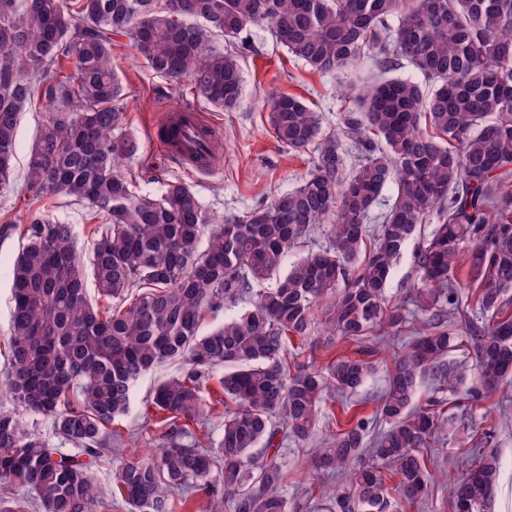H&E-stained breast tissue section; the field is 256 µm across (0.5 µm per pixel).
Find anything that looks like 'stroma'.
Wrapping results in <instances>:
<instances>
[{
  "label": "stroma",
  "instance_id": "obj_1",
  "mask_svg": "<svg viewBox=\"0 0 512 512\" xmlns=\"http://www.w3.org/2000/svg\"><path fill=\"white\" fill-rule=\"evenodd\" d=\"M246 37L252 48L240 58L242 98L239 107L230 112L206 105L200 108L201 115L219 130L224 145L222 162L205 172L184 169L154 143L153 131L158 117L171 110L174 102L159 98L164 79L153 75L137 61L129 46L115 47L112 66L131 90L128 122L142 142L140 156L130 165L139 189L157 190L158 180L175 176L190 185L207 208L227 216L269 201L274 195L299 184L308 169L309 159L291 154L274 138L266 108L268 95L279 91L302 96L313 109L322 113L325 130L333 132L356 112L353 95L345 91L347 84L364 85L375 72L374 67L368 66L336 76H321L288 55L268 28H250ZM43 120L42 111L37 109L25 113L20 121L16 137L15 187L13 192L0 197V214L24 202L28 158ZM45 205L55 217L71 224L79 254L88 256L94 238L82 207L52 195L46 198ZM20 245L19 236L0 237V340L8 333L12 308L11 271ZM357 350L355 342L343 339L327 345L324 327L319 324L298 354L300 360L321 367L337 356H356ZM390 355V349H383L364 384L347 396L346 402L353 412L372 415L377 400L386 390L385 362ZM176 371V366L165 365L141 379L133 390L126 413L114 422L115 428L135 437L139 450L157 445L154 427L147 417V403L155 386ZM338 408L337 402L326 401L309 444L288 441L281 449L287 463L284 495L288 512H318L317 504L331 485L325 477L310 475L307 458L310 449L319 447L334 430L333 413ZM492 445L501 458L492 512H512V428H498Z\"/></svg>",
  "mask_w": 512,
  "mask_h": 512
}]
</instances>
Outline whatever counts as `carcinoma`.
<instances>
[{"mask_svg":"<svg viewBox=\"0 0 512 512\" xmlns=\"http://www.w3.org/2000/svg\"><path fill=\"white\" fill-rule=\"evenodd\" d=\"M250 26L267 27L322 76L370 57L384 71L404 61L411 74L362 86L359 115L340 134L302 97L272 95L274 137L313 157L300 184L269 203L224 217L179 179L158 194L139 190L126 164L141 142L127 128L114 43L131 41L166 81L162 97L232 110ZM36 105L48 112L27 203L0 227L24 239L0 387L14 405L0 409V481L17 493L0 499V512H112L120 501L131 512H174V499L199 496L206 512H287L282 445L312 438L327 391L343 397L364 384L382 335L407 327L408 304L421 318L391 356L374 417L346 416L311 468L338 479L325 512H389L397 496L423 504L439 483L424 449L456 431L447 394L467 380L449 359L458 337L448 317L475 348L470 406L512 376V0H0V197L15 181L17 127ZM348 141L361 154L350 172ZM390 185L393 202L380 211ZM47 195L84 208L95 236L88 259L72 226L38 205ZM428 220L418 281L396 303L391 271ZM316 224L328 225V244L286 267ZM251 294L250 307L200 331L206 316ZM317 312L326 335L362 345L359 356L323 368L288 362ZM165 363L181 369L149 403L161 447L123 460L104 493L92 469L123 441L112 422ZM218 368L224 428L214 439L203 389ZM426 375L436 387L416 406ZM22 411L50 418L79 453L54 447ZM507 425L512 413L501 408L481 447L458 459L452 512H487L500 462L486 445Z\"/></svg>","mask_w":512,"mask_h":512,"instance_id":"obj_1","label":"carcinoma"}]
</instances>
